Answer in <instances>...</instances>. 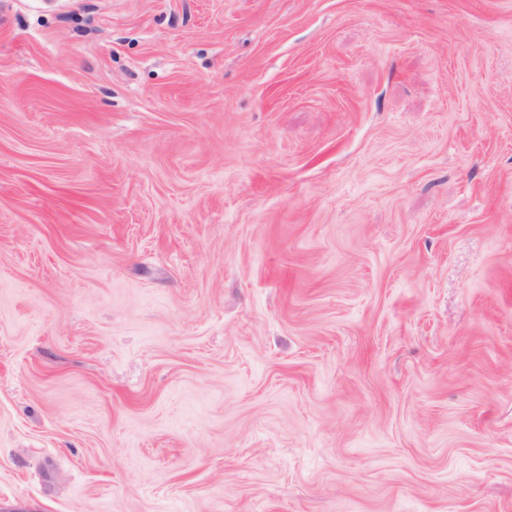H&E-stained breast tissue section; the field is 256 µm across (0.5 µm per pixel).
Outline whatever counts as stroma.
Listing matches in <instances>:
<instances>
[{
	"label": "stroma",
	"instance_id": "35a3bbf8",
	"mask_svg": "<svg viewBox=\"0 0 512 512\" xmlns=\"http://www.w3.org/2000/svg\"><path fill=\"white\" fill-rule=\"evenodd\" d=\"M0 512H512V0H0Z\"/></svg>",
	"mask_w": 512,
	"mask_h": 512
}]
</instances>
